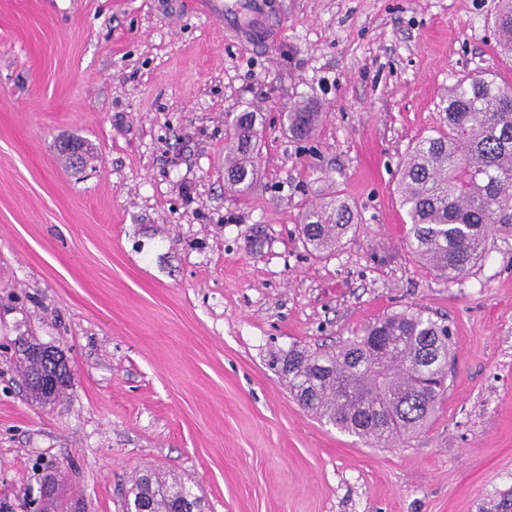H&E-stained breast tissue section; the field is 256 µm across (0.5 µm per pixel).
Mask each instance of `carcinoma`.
Listing matches in <instances>:
<instances>
[{
	"instance_id": "obj_1",
	"label": "carcinoma",
	"mask_w": 512,
	"mask_h": 512,
	"mask_svg": "<svg viewBox=\"0 0 512 512\" xmlns=\"http://www.w3.org/2000/svg\"><path fill=\"white\" fill-rule=\"evenodd\" d=\"M493 25L498 42L512 52V0H500ZM443 124L418 139L402 162L400 203L409 220L406 245L438 275L454 281L484 256L496 224L512 223V84L491 74H474L448 90ZM322 112L305 103L286 115L288 132L309 139ZM254 112L231 120L224 151L227 186L245 194L258 176ZM90 160L78 138L57 141L56 151L72 162L69 144ZM358 218L336 190L300 214L303 243L318 254L333 252L354 235ZM452 333L424 307L384 316L335 349L293 345L271 359V367L305 410L368 442L381 444L414 434L437 411L446 390ZM24 380L33 397L48 403L71 385L63 358L48 346L26 349ZM51 477L43 512H64ZM203 512V498L176 478L147 473L128 491L125 510Z\"/></svg>"
}]
</instances>
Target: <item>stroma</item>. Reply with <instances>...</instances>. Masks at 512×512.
Returning <instances> with one entry per match:
<instances>
[{
  "mask_svg": "<svg viewBox=\"0 0 512 512\" xmlns=\"http://www.w3.org/2000/svg\"><path fill=\"white\" fill-rule=\"evenodd\" d=\"M268 50L203 0H0V512L60 476L69 512H123L178 476L206 512H497L512 495V224L448 281L405 243L399 171L449 86L512 83L498 0H269ZM316 102L294 142L282 113ZM256 113L259 177L224 187L233 114ZM85 141L77 171L54 143ZM341 191L355 235L326 256L303 207ZM423 306L455 357L428 427L368 445L269 368ZM71 373L51 405L26 340Z\"/></svg>",
  "mask_w": 512,
  "mask_h": 512,
  "instance_id": "35a3bbf8",
  "label": "stroma"
}]
</instances>
